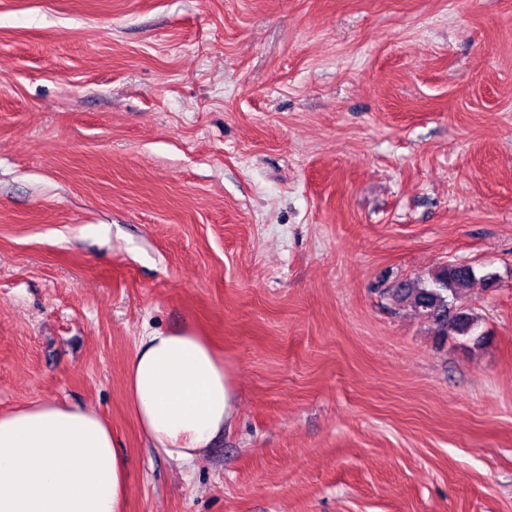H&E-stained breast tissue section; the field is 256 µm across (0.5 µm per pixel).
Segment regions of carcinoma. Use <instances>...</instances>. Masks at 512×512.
I'll use <instances>...</instances> for the list:
<instances>
[{"instance_id": "cac0c4a2", "label": "carcinoma", "mask_w": 512, "mask_h": 512, "mask_svg": "<svg viewBox=\"0 0 512 512\" xmlns=\"http://www.w3.org/2000/svg\"><path fill=\"white\" fill-rule=\"evenodd\" d=\"M476 279L468 264L448 263L414 278L395 282L383 295L395 306L409 304L443 336H461L479 344L480 318L466 303L467 293Z\"/></svg>"}]
</instances>
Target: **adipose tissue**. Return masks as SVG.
I'll use <instances>...</instances> for the list:
<instances>
[{"mask_svg":"<svg viewBox=\"0 0 512 512\" xmlns=\"http://www.w3.org/2000/svg\"><path fill=\"white\" fill-rule=\"evenodd\" d=\"M131 412L170 460L193 463L224 432L235 391L194 331H152L127 365ZM126 460L93 409L37 400L0 413V512H123Z\"/></svg>","mask_w":512,"mask_h":512,"instance_id":"1","label":"adipose tissue"}]
</instances>
